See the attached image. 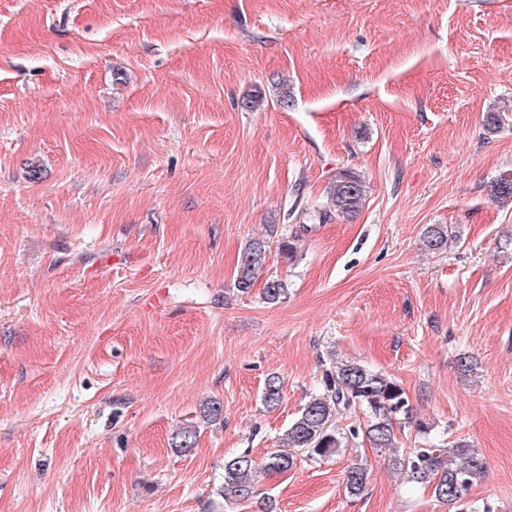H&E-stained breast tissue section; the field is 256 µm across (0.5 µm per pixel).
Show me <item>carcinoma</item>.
<instances>
[{
    "instance_id": "carcinoma-1",
    "label": "carcinoma",
    "mask_w": 512,
    "mask_h": 512,
    "mask_svg": "<svg viewBox=\"0 0 512 512\" xmlns=\"http://www.w3.org/2000/svg\"><path fill=\"white\" fill-rule=\"evenodd\" d=\"M329 195L336 216L345 218L362 207L364 184L358 177L341 171L330 183ZM448 237V226L431 224L424 230L423 245L433 253L441 252L448 247ZM268 250V242L263 239L253 240L244 250L235 278L239 292L252 290L258 272L265 265ZM286 293L287 288L278 279L266 280L262 288V297L269 304L279 302ZM324 387V395L308 400L289 424L284 447L271 452L260 463L246 451L224 461L222 493L225 497L238 501L253 498L257 492L256 473L261 470L281 474L291 470L296 461L291 452L293 448L320 458L338 453L345 447L348 437L358 435V428L354 426L346 433L336 430L333 417L341 411L348 414L359 409L365 411L370 421L364 435L370 444L375 448L394 447L393 418L401 412L404 417H409L403 389L396 381L361 363L345 361L326 371ZM283 388L280 376L275 373L267 376L262 392V401L267 408L275 409L281 404ZM196 442V427L186 426L175 434L172 445L175 452L185 455ZM393 464L405 475L407 482L432 486L434 496L448 505L458 502L484 476L486 469L476 450L464 443L451 448H417L404 457L395 458ZM367 477V468L363 464H352L345 476L348 495H360L366 487Z\"/></svg>"
}]
</instances>
